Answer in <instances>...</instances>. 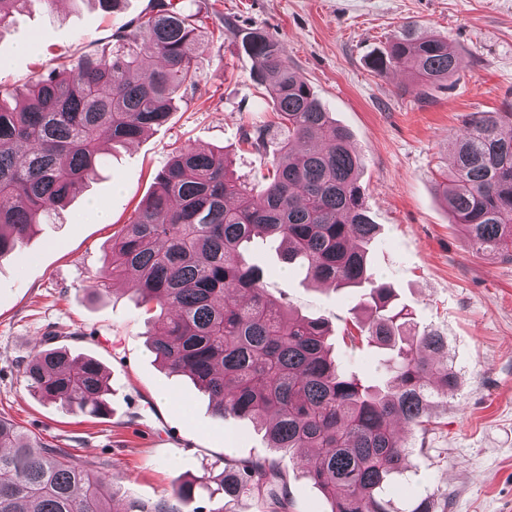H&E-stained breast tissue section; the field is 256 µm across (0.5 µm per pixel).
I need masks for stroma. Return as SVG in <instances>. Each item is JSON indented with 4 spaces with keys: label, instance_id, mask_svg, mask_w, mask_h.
<instances>
[{
    "label": "stroma",
    "instance_id": "stroma-1",
    "mask_svg": "<svg viewBox=\"0 0 512 512\" xmlns=\"http://www.w3.org/2000/svg\"><path fill=\"white\" fill-rule=\"evenodd\" d=\"M201 17L200 81L180 91L167 123L137 141L110 144L98 176L59 216L40 224L17 251L0 258V418L75 461L99 470L145 501L170 497L180 479L215 463L265 454L263 431L249 420L213 414L189 379L169 373L147 344L149 318L132 278L95 292L112 236L153 191L177 148L223 151L230 168L261 194L263 161L242 134L269 124L268 88L235 33L257 28L282 49L336 122L350 133L363 164L360 183L379 232L373 270L408 304L420 326L448 340L456 388L433 399L427 433L413 432L408 481L389 495L398 512L417 497L442 493L445 512H512V261L469 249L450 224L437 185L451 173L463 115L512 109V0H181ZM150 0H125L117 15L89 0L49 9L34 0L0 29V93L61 70L100 50ZM446 39L460 66L423 88L412 72L379 75L369 61L407 22ZM109 214L102 223L94 206ZM265 272L269 298L325 321L337 361L365 381L383 378L385 353L347 346L346 327L361 321L356 290L313 282L301 262L285 263L277 240L249 244ZM91 356L104 367L111 413L65 412L28 388L25 366L48 348ZM294 512H330L288 464Z\"/></svg>",
    "mask_w": 512,
    "mask_h": 512
}]
</instances>
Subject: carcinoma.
<instances>
[{"instance_id": "1", "label": "carcinoma", "mask_w": 512, "mask_h": 512, "mask_svg": "<svg viewBox=\"0 0 512 512\" xmlns=\"http://www.w3.org/2000/svg\"><path fill=\"white\" fill-rule=\"evenodd\" d=\"M31 0H0V25ZM199 25L175 0L118 27L107 51L35 77L10 105L0 101V257L62 209L97 174L100 142H134L164 125L181 89L198 82ZM253 57V80L268 83L285 136L267 161L259 197L224 167V155L186 146L157 177L153 193L112 235L100 279L132 273L157 360L210 397L215 415L265 430L269 454L224 462L182 481L173 495H127L114 508L111 479L0 419V512H192L201 482L226 498L248 496L260 512H292L282 456L309 452L305 474L331 512H394L387 487L408 472L410 448L398 425L427 430L428 407L457 374L448 342L422 328L394 288L370 270L378 225L359 184L362 160L305 80L265 32H239ZM459 59L442 38L401 26L372 68L412 71L422 86L448 80ZM454 171L441 184L454 223L477 253L512 260V112H470L462 120ZM267 155V132L244 134ZM278 239L282 258L301 260L317 282L364 290L351 342L386 349L382 384L345 372L331 355L328 327L294 315L266 295L263 270L245 246ZM30 390L69 413L100 416L109 391L103 366L61 349L38 352L25 371Z\"/></svg>"}]
</instances>
